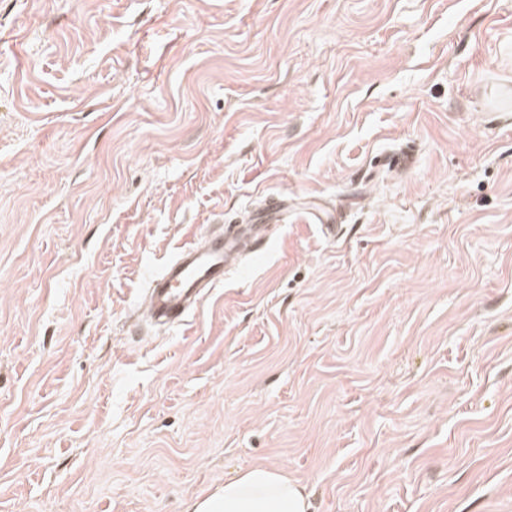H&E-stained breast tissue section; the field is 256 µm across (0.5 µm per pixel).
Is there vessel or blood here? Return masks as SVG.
Masks as SVG:
<instances>
[{"label": "vessel or blood", "mask_w": 512, "mask_h": 512, "mask_svg": "<svg viewBox=\"0 0 512 512\" xmlns=\"http://www.w3.org/2000/svg\"><path fill=\"white\" fill-rule=\"evenodd\" d=\"M294 221L320 224L335 234L336 216L320 207L289 211L283 201L267 197L262 209L247 223L219 233H205L185 245L154 275L146 291L150 319L159 326L176 327L197 310L214 288L223 285L243 256L261 251L272 237V229Z\"/></svg>", "instance_id": "1"}]
</instances>
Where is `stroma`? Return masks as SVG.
I'll use <instances>...</instances> for the list:
<instances>
[{"label": "stroma", "mask_w": 512, "mask_h": 512, "mask_svg": "<svg viewBox=\"0 0 512 512\" xmlns=\"http://www.w3.org/2000/svg\"><path fill=\"white\" fill-rule=\"evenodd\" d=\"M512 0H0V512H512ZM179 328L146 276L266 196ZM189 512H309L304 489L274 469L253 467L188 508Z\"/></svg>", "instance_id": "stroma-1"}]
</instances>
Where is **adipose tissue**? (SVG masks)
I'll list each match as a JSON object with an SVG mask.
<instances>
[{
  "label": "adipose tissue",
  "mask_w": 512,
  "mask_h": 512,
  "mask_svg": "<svg viewBox=\"0 0 512 512\" xmlns=\"http://www.w3.org/2000/svg\"><path fill=\"white\" fill-rule=\"evenodd\" d=\"M304 489L276 470L258 466L226 481L189 512H309Z\"/></svg>",
  "instance_id": "obj_1"
}]
</instances>
